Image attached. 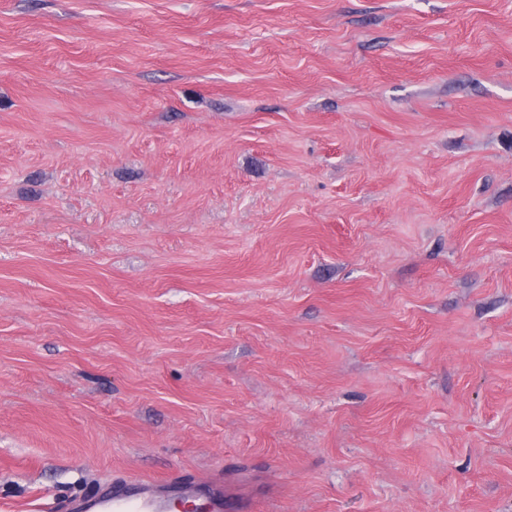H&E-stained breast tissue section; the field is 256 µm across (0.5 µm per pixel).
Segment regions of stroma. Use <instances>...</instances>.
<instances>
[{"label": "stroma", "instance_id": "1", "mask_svg": "<svg viewBox=\"0 0 512 512\" xmlns=\"http://www.w3.org/2000/svg\"><path fill=\"white\" fill-rule=\"evenodd\" d=\"M512 512V0H0V512ZM204 485L126 476L112 483V488L78 498L75 512H169L173 500L189 496L197 497L205 512H224L232 504L240 505L239 499L225 502L224 491H206Z\"/></svg>", "mask_w": 512, "mask_h": 512}]
</instances>
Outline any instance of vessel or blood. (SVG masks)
I'll list each match as a JSON object with an SVG mask.
<instances>
[{
  "instance_id": "b4317fda",
  "label": "vessel or blood",
  "mask_w": 512,
  "mask_h": 512,
  "mask_svg": "<svg viewBox=\"0 0 512 512\" xmlns=\"http://www.w3.org/2000/svg\"><path fill=\"white\" fill-rule=\"evenodd\" d=\"M197 497L205 512H226L223 492L205 490L203 483L191 485L146 477L128 476L111 488L77 499L76 512H170L173 500Z\"/></svg>"
}]
</instances>
